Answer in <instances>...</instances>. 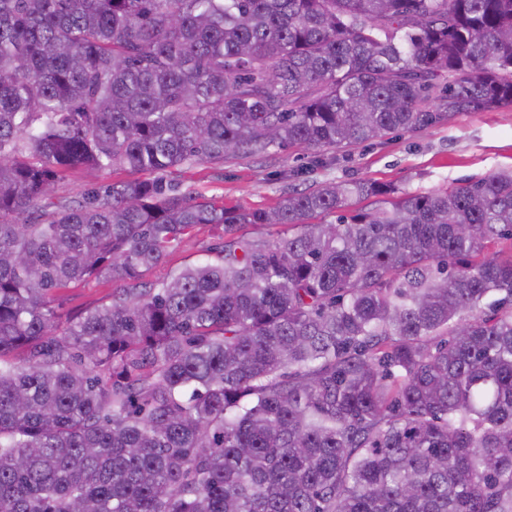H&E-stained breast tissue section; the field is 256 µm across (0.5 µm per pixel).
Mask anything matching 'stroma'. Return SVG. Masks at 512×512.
Listing matches in <instances>:
<instances>
[{
    "instance_id": "obj_1",
    "label": "stroma",
    "mask_w": 512,
    "mask_h": 512,
    "mask_svg": "<svg viewBox=\"0 0 512 512\" xmlns=\"http://www.w3.org/2000/svg\"><path fill=\"white\" fill-rule=\"evenodd\" d=\"M512 169V107L465 112L447 124L394 131L359 146L313 153L302 147L272 149L223 163H200L176 175L183 193L223 198L245 209H269L288 193L329 181L364 179L423 193ZM223 241L219 229L198 228L173 248L164 263L143 276L155 283L169 271L213 259ZM112 285L89 281L62 289L56 311L68 319L108 302Z\"/></svg>"
}]
</instances>
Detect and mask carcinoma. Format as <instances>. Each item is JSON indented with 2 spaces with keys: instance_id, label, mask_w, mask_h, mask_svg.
Returning a JSON list of instances; mask_svg holds the SVG:
<instances>
[{
  "instance_id": "obj_1",
  "label": "carcinoma",
  "mask_w": 512,
  "mask_h": 512,
  "mask_svg": "<svg viewBox=\"0 0 512 512\" xmlns=\"http://www.w3.org/2000/svg\"><path fill=\"white\" fill-rule=\"evenodd\" d=\"M505 106L512 0H0V512H512V170L269 210L162 179ZM93 182H95L94 179L86 175L76 174L70 176L60 183L56 195L74 200L80 197L81 193ZM223 241L222 232L210 226H202L173 248L164 264L146 272L142 279L155 283L162 280L167 272L189 263H201L215 257L217 248ZM117 285L89 281L70 288H64L57 294L56 311L64 322L85 309L107 303Z\"/></svg>"
}]
</instances>
